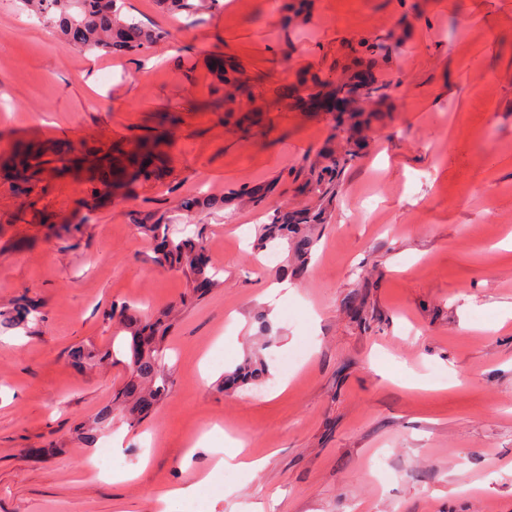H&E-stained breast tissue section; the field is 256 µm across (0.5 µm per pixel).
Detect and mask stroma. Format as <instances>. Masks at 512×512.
Here are the masks:
<instances>
[{
	"label": "stroma",
	"instance_id": "1",
	"mask_svg": "<svg viewBox=\"0 0 512 512\" xmlns=\"http://www.w3.org/2000/svg\"><path fill=\"white\" fill-rule=\"evenodd\" d=\"M125 11L169 39L82 50L0 0V160L26 140L84 152L24 193L0 169V317L38 304L0 329V512H156V490L195 481L228 436L264 469L225 470L171 512H512V0ZM382 35L388 53H367ZM362 77L377 94L349 92ZM150 136L149 180H94ZM302 210L308 265L283 247L266 263L259 225ZM159 219L203 232V295L153 264ZM120 302L171 316L169 392L139 422L112 402ZM88 343L102 359L73 368L67 350ZM257 352L265 377L225 390ZM118 433L123 482L90 466Z\"/></svg>",
	"mask_w": 512,
	"mask_h": 512
}]
</instances>
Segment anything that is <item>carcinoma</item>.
Returning <instances> with one entry per match:
<instances>
[{"instance_id":"carcinoma-1","label":"carcinoma","mask_w":512,"mask_h":512,"mask_svg":"<svg viewBox=\"0 0 512 512\" xmlns=\"http://www.w3.org/2000/svg\"><path fill=\"white\" fill-rule=\"evenodd\" d=\"M23 8L49 21L68 45L100 51L106 55L125 56L147 50L164 41L169 32L148 28L135 18L123 13L124 0H22ZM13 166L26 171L38 170L43 164L40 148L33 144H19L10 157ZM152 152L144 150L133 158L129 167L115 172L118 178L137 180L152 175ZM303 215L283 214L274 222L259 228L256 246L265 248L271 243L288 246L299 255L307 254L312 247L306 236L296 235ZM205 245L199 235L174 239L162 234L154 248L153 263L162 270L181 271L197 288H208L212 283L213 269L209 258L202 257ZM36 303L21 299L14 308L11 321L23 322L33 312ZM110 317L118 318L129 334V359L126 362L128 380L116 395L129 414L140 418L168 391L165 376V353L161 347L167 325L159 319L148 318L126 304L112 305ZM68 356L76 366H83L97 357V351L86 345L69 350ZM266 372L260 358H247L234 371L224 376V389H236L257 380ZM111 418V411L103 409L96 416L94 425L83 429L82 439L91 444L96 439V426Z\"/></svg>"}]
</instances>
